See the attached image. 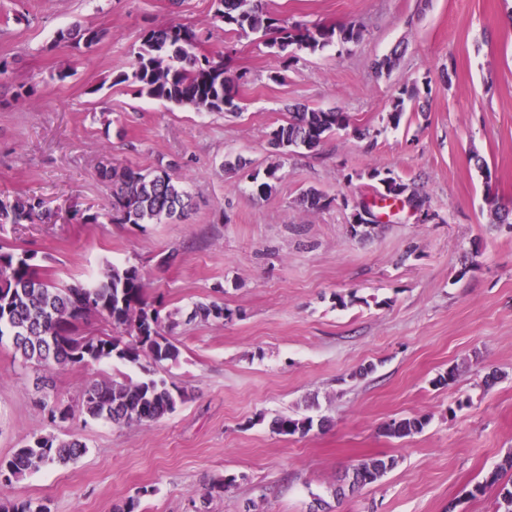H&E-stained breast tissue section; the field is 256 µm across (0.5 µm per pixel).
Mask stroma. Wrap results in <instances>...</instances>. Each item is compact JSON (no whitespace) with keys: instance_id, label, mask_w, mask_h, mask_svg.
Returning <instances> with one entry per match:
<instances>
[{"instance_id":"obj_1","label":"stroma","mask_w":512,"mask_h":512,"mask_svg":"<svg viewBox=\"0 0 512 512\" xmlns=\"http://www.w3.org/2000/svg\"><path fill=\"white\" fill-rule=\"evenodd\" d=\"M288 24L361 26L363 37L295 58L257 34L226 30L213 0H0V196L38 197L52 215L0 224V243L36 253L58 283L93 279L110 264H137L168 309L216 300L221 323L180 324L177 361L155 377L185 390L176 411L148 425L75 415L57 426L33 402L38 370L0 342V458L49 430L86 450L0 485V498L46 502L51 512H193L215 478L236 476L209 512H493L495 490L468 492L512 454V225L492 222L489 199L512 203V0H266ZM101 31L93 48L56 43L58 30ZM196 30L200 53L244 74L241 109L180 108L117 82L144 33ZM404 52L390 74L375 60ZM72 75L58 80L60 69ZM417 83L399 127L387 116ZM338 107L351 118L313 151L276 156L273 129L288 107ZM369 129L368 138L357 129ZM487 162L478 169L473 156ZM244 157L278 166L271 196L225 171ZM174 162L194 209L184 222L114 224L98 168L149 171ZM392 171L424 209L381 211L353 235L342 197H373L368 172ZM310 187L334 197L311 212ZM101 214L98 224L74 210ZM457 367L455 381L435 378ZM497 371L498 382L484 377ZM51 389L76 403L94 381L144 378L112 359L55 367ZM279 414L327 418L304 436L273 433ZM426 417L403 439L393 419ZM395 467L341 501L329 490L371 457Z\"/></svg>"}]
</instances>
